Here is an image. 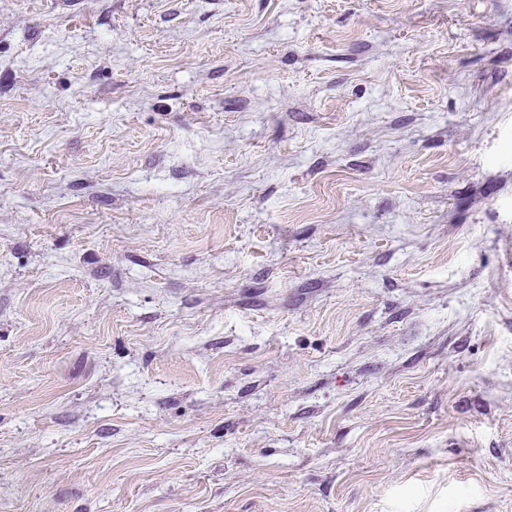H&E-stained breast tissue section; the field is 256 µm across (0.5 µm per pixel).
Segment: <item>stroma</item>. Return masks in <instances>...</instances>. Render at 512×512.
I'll return each mask as SVG.
<instances>
[{"instance_id":"1","label":"stroma","mask_w":512,"mask_h":512,"mask_svg":"<svg viewBox=\"0 0 512 512\" xmlns=\"http://www.w3.org/2000/svg\"><path fill=\"white\" fill-rule=\"evenodd\" d=\"M0 512H512V0H0Z\"/></svg>"}]
</instances>
